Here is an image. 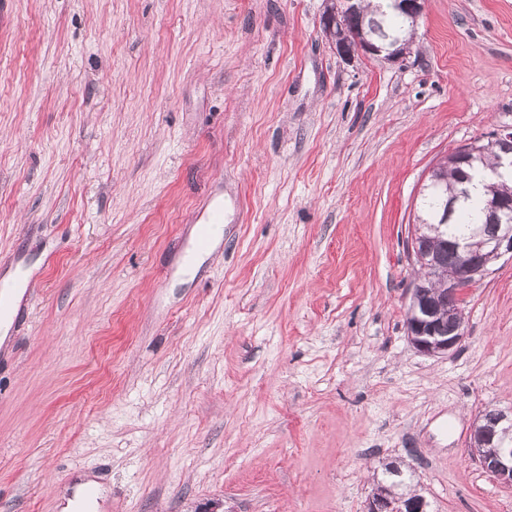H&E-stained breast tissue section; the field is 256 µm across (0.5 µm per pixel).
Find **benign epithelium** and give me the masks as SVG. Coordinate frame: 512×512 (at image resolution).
Listing matches in <instances>:
<instances>
[{
  "mask_svg": "<svg viewBox=\"0 0 512 512\" xmlns=\"http://www.w3.org/2000/svg\"><path fill=\"white\" fill-rule=\"evenodd\" d=\"M353 0H330L321 17L322 27H346L356 10ZM336 53L345 60L354 54L376 56L399 63L411 54V47L400 40L374 41L362 35L355 46L340 45ZM497 148L496 163L482 175L485 192L484 222L468 235L445 240L448 251L457 257L450 272L439 265V255L428 246L422 226L414 225L410 251L414 263L427 272L413 283L407 309V335L413 347L427 355H446L459 348L465 337L460 298L464 291L486 277L492 264L504 255L512 257V197L491 193L494 184L512 174V125L490 133L487 142L475 139L448 153V163L458 167L473 164L474 155ZM469 448L480 466L501 484L512 487V414L498 410L493 419L477 417L470 432ZM365 512H428V502L420 494L400 500L375 491Z\"/></svg>",
  "mask_w": 512,
  "mask_h": 512,
  "instance_id": "7a95c632",
  "label": "benign epithelium"
}]
</instances>
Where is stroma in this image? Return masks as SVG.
Wrapping results in <instances>:
<instances>
[{
  "label": "stroma",
  "mask_w": 512,
  "mask_h": 512,
  "mask_svg": "<svg viewBox=\"0 0 512 512\" xmlns=\"http://www.w3.org/2000/svg\"><path fill=\"white\" fill-rule=\"evenodd\" d=\"M326 0H11L0 27V512H512L468 451L512 408V260L466 337L407 339L423 185L512 125V0H425L413 52L340 58ZM224 235L181 280L213 206ZM86 480L79 483L72 497H69L66 502V506L63 512H81L80 509L87 508L86 502L82 499V492L87 486H94L98 491V502L94 503V508L99 509V501L104 498L105 489L103 486L94 478L89 475L85 476ZM428 502L420 494L390 499L380 491H374L366 503L365 512H427Z\"/></svg>",
  "instance_id": "stroma-1"
}]
</instances>
